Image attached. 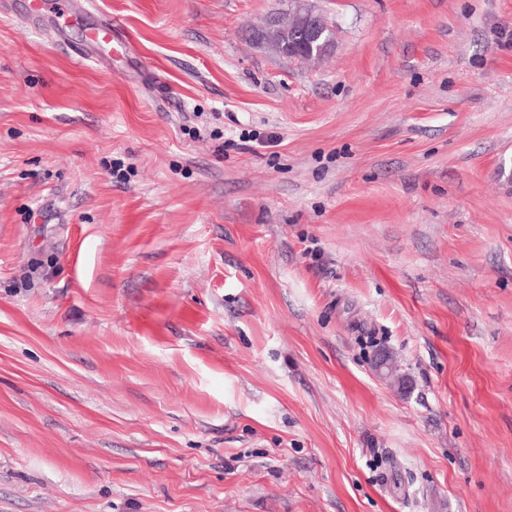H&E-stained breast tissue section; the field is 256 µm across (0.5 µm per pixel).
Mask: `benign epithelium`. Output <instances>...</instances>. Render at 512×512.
I'll list each match as a JSON object with an SVG mask.
<instances>
[{"label":"benign epithelium","mask_w":512,"mask_h":512,"mask_svg":"<svg viewBox=\"0 0 512 512\" xmlns=\"http://www.w3.org/2000/svg\"><path fill=\"white\" fill-rule=\"evenodd\" d=\"M261 37L272 41V46L285 56L301 61L318 60L333 47L334 39L327 34L323 16L307 6V0H292V7L281 21L275 39L268 30Z\"/></svg>","instance_id":"1"}]
</instances>
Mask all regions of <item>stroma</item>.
<instances>
[{"label": "stroma", "mask_w": 512, "mask_h": 512, "mask_svg": "<svg viewBox=\"0 0 512 512\" xmlns=\"http://www.w3.org/2000/svg\"><path fill=\"white\" fill-rule=\"evenodd\" d=\"M28 2L0 512H512V0H313L317 63L289 0ZM291 3L292 7L282 19L274 41L271 40L267 27L261 31V37L271 42L279 53L287 57L294 56L301 61L322 58L334 47V39L330 36L334 37V32L329 31L330 35L326 34V21L322 15L307 6L306 0H293ZM300 41L308 44L306 53H298Z\"/></svg>", "instance_id": "1"}]
</instances>
